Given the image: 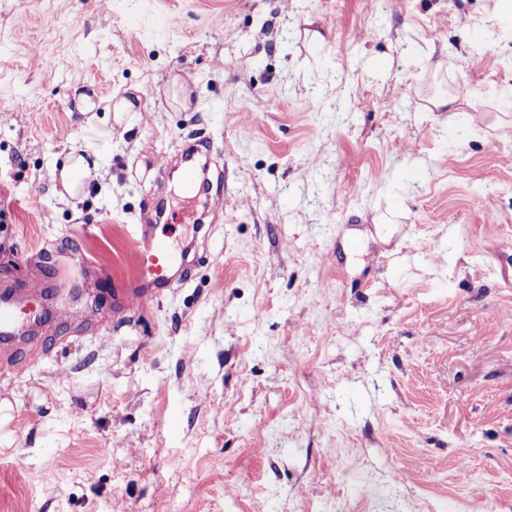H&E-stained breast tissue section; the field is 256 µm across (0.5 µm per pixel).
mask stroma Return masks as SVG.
<instances>
[{
	"instance_id": "35a3bbf8",
	"label": "stroma",
	"mask_w": 512,
	"mask_h": 512,
	"mask_svg": "<svg viewBox=\"0 0 512 512\" xmlns=\"http://www.w3.org/2000/svg\"><path fill=\"white\" fill-rule=\"evenodd\" d=\"M191 133L224 172L170 227L192 277L109 324ZM32 281L95 301L0 351V512H512V0H0V283ZM90 172V165L86 158L75 153H70L60 170L59 179L70 195H75L78 191V186Z\"/></svg>"
}]
</instances>
